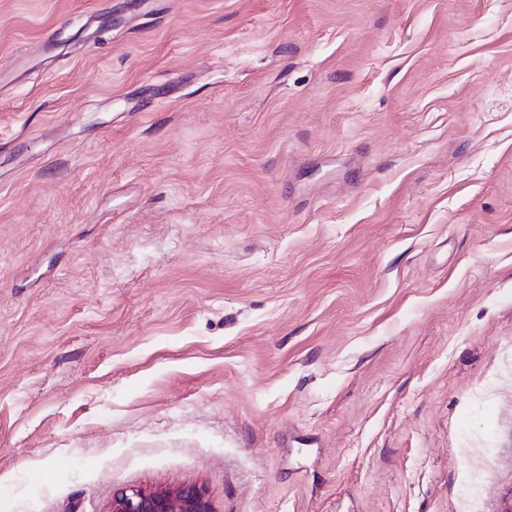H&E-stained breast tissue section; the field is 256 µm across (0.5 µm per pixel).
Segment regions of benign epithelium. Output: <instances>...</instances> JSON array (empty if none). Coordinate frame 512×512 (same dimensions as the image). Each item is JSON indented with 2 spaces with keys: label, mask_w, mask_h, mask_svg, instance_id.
<instances>
[{
  "label": "benign epithelium",
  "mask_w": 512,
  "mask_h": 512,
  "mask_svg": "<svg viewBox=\"0 0 512 512\" xmlns=\"http://www.w3.org/2000/svg\"><path fill=\"white\" fill-rule=\"evenodd\" d=\"M106 512H214L205 490L194 483L176 488H128L116 493Z\"/></svg>",
  "instance_id": "1"
}]
</instances>
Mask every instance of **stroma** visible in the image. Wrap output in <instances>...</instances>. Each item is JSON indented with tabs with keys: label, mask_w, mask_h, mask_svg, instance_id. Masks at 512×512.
Returning a JSON list of instances; mask_svg holds the SVG:
<instances>
[{
	"label": "stroma",
	"mask_w": 512,
	"mask_h": 512,
	"mask_svg": "<svg viewBox=\"0 0 512 512\" xmlns=\"http://www.w3.org/2000/svg\"><path fill=\"white\" fill-rule=\"evenodd\" d=\"M512 504V0H0V512ZM205 492L197 484L176 488H128L116 493L106 512H214Z\"/></svg>",
	"instance_id": "35a3bbf8"
}]
</instances>
